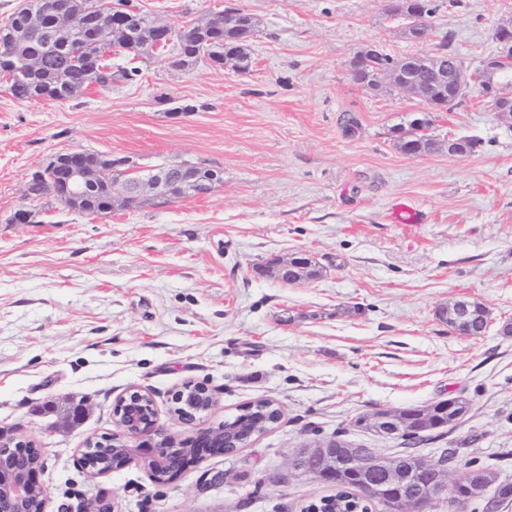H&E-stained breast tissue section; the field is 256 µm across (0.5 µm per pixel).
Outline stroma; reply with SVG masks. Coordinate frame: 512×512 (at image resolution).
Instances as JSON below:
<instances>
[{
  "mask_svg": "<svg viewBox=\"0 0 512 512\" xmlns=\"http://www.w3.org/2000/svg\"><path fill=\"white\" fill-rule=\"evenodd\" d=\"M132 2L176 27L229 7L251 14L253 66L175 69L154 54L136 59V82H93L68 100L21 102L0 87V433L42 446L47 512H87L97 498L114 512H302L333 489L292 473L295 449L341 429L392 456L401 441L358 417L456 396L468 414L415 455L452 448L455 475L490 467L512 482V122L473 82L432 112L351 76L369 44L396 58L445 52L476 72L512 0H433L419 41L387 0ZM424 111L438 148L404 154L395 130ZM461 136L479 147L449 155ZM74 150L188 161L221 181L97 218L28 197L33 173ZM400 202L418 223L393 222ZM21 208L33 223L14 222ZM298 254L318 278L286 286L264 273ZM455 299L489 309L483 335L438 319ZM189 380L216 405L181 424L171 397ZM132 388L184 441L261 398L282 418L163 485L134 462L90 478L80 451L115 432L113 405ZM72 404L86 408L80 422L64 418Z\"/></svg>",
  "mask_w": 512,
  "mask_h": 512,
  "instance_id": "obj_1",
  "label": "stroma"
}]
</instances>
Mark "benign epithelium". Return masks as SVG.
<instances>
[{
	"label": "benign epithelium",
	"mask_w": 512,
	"mask_h": 512,
	"mask_svg": "<svg viewBox=\"0 0 512 512\" xmlns=\"http://www.w3.org/2000/svg\"><path fill=\"white\" fill-rule=\"evenodd\" d=\"M389 8L392 13L408 20V33L419 40L425 35V18L427 6L425 0H391ZM84 21L76 18L70 11L68 0H47L44 11L26 17L25 30L27 39L38 41L44 47L68 45L72 32L81 28ZM141 24V16L134 12L112 14L109 37L111 43L132 39ZM494 39L499 46V53L484 60L482 68L473 76H468L458 61L450 57L448 65L436 67L440 82L448 83V92L456 97L469 79L478 81L486 97L496 104V110L506 119L512 121V82L502 75L505 65L512 64V19L495 28ZM17 72L34 70L36 58L23 54L13 35L0 31V63ZM385 80L397 87L406 96L424 99L427 74L420 70H405L395 65L384 72ZM59 173H54L55 166L46 168V178L54 194L62 199L78 191L91 189L98 176L88 162V154L82 150L67 153V161L60 164ZM117 170L128 168L140 172L142 176L133 183L120 185V198L132 196L152 197L158 201H169L176 191L196 192L198 186L217 179L213 172L203 173L189 162L166 166L164 169H143L132 160L123 157L114 161ZM302 265L298 256L287 260H277L271 273L278 280H286ZM469 304L466 300H456L445 308L450 316L449 323L454 324L468 317ZM174 416L183 424H190L197 419L194 413L195 400L177 389L171 397ZM113 422L116 432L97 441L104 451L105 460L96 468L84 466L83 470L92 478L103 477L126 463L135 460L154 471L165 472L166 480H171L181 473L186 465L204 460L211 453L232 454L238 444L229 436L227 428L220 424L200 430L190 446L197 449V457L190 459L184 451L185 443L177 437L158 418L153 397L142 389H130L121 395L113 406ZM37 444L25 436H13L8 439L0 437V512H34L31 498L40 493L41 508L46 512L48 496L45 488L36 480L39 471L37 465L28 458L29 451ZM312 456L319 460L318 470L326 477L336 468L347 471L360 481L368 494L384 488L395 493L388 500L391 512H427L429 504L445 498L450 512L459 510L461 499L448 497V480L435 463L419 459L390 461L381 458L370 448L335 445L309 444L297 450L293 458L303 461ZM426 472L432 476L427 490H406L404 485L413 473Z\"/></svg>",
	"instance_id": "benign-epithelium-1"
}]
</instances>
